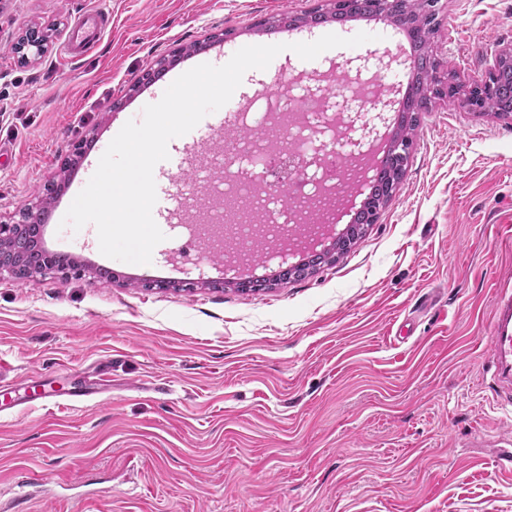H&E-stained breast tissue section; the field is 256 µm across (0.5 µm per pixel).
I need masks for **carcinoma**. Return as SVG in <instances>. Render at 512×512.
I'll list each match as a JSON object with an SVG mask.
<instances>
[{"label":"carcinoma","instance_id":"cac0c4a2","mask_svg":"<svg viewBox=\"0 0 512 512\" xmlns=\"http://www.w3.org/2000/svg\"><path fill=\"white\" fill-rule=\"evenodd\" d=\"M427 5L423 0H394L392 3H376L374 0H351L342 12L336 8L324 12L315 9L320 21L339 18V14L349 17L367 15L384 17L397 25L408 24L415 32V47L418 55L417 71L412 93L409 95L406 114L392 131L391 144L387 156L382 163L377 182L367 196L363 209L357 219L349 224L345 231L336 237L332 245L317 254L313 260L291 265L283 274V278L291 279L307 275L321 264L333 262L336 257L350 250L371 226V217L377 210L385 207L403 176L408 161L395 156L398 146L414 141L417 135L418 114L425 112L431 102L433 89L442 83L438 76L439 62L434 55L431 34L434 31L432 20L426 12ZM313 20L309 13L274 19L262 24L270 30L275 28H299L310 26ZM480 111L498 117L512 115V59L502 60L496 74L495 90L486 96L480 105ZM37 229L32 226L23 227L17 234L0 240V256L8 259L15 254H22L25 266L31 274L45 271L43 251L37 249Z\"/></svg>","mask_w":512,"mask_h":512}]
</instances>
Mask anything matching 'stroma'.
Instances as JSON below:
<instances>
[{
	"label": "stroma",
	"mask_w": 512,
	"mask_h": 512,
	"mask_svg": "<svg viewBox=\"0 0 512 512\" xmlns=\"http://www.w3.org/2000/svg\"><path fill=\"white\" fill-rule=\"evenodd\" d=\"M324 0H0V222L58 180L78 144L108 146L166 82L143 71L197 40L195 64L266 45L256 27ZM437 58L462 85L512 49V0H440ZM107 18L65 57L79 19ZM45 53L21 61L31 27ZM277 55L245 73L250 117L341 61ZM224 113L168 144L153 171L165 235L148 265L108 261L80 229L77 269L0 276V376L62 387L112 366L108 392L77 409H0L7 512H512V418L487 364L492 298L512 273V119L433 100L377 224L335 262L258 293L197 272L180 246L207 200L173 202L197 161L224 152ZM120 276L100 283L93 262ZM168 274L193 290L154 287ZM48 478L47 497L33 486Z\"/></svg>",
	"instance_id": "35a3bbf8"
}]
</instances>
